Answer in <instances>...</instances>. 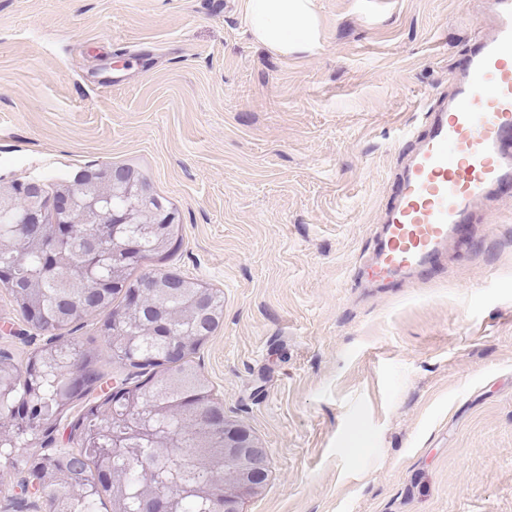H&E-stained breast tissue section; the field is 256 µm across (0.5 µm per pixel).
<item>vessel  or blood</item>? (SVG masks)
Masks as SVG:
<instances>
[{
    "label": "vessel or blood",
    "mask_w": 512,
    "mask_h": 512,
    "mask_svg": "<svg viewBox=\"0 0 512 512\" xmlns=\"http://www.w3.org/2000/svg\"><path fill=\"white\" fill-rule=\"evenodd\" d=\"M493 37L480 40L462 77L397 180L389 220L367 275L391 282L433 266L473 206L512 181V0H493Z\"/></svg>",
    "instance_id": "obj_1"
}]
</instances>
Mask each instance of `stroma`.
Segmentation results:
<instances>
[{"instance_id": "35a3bbf8", "label": "stroma", "mask_w": 512, "mask_h": 512, "mask_svg": "<svg viewBox=\"0 0 512 512\" xmlns=\"http://www.w3.org/2000/svg\"><path fill=\"white\" fill-rule=\"evenodd\" d=\"M315 5L319 47L284 56L245 0H0V184L130 165L177 210L181 248L140 270L224 294L195 362L269 450L242 512H512V185L432 269L364 274L490 0ZM31 334L0 288V350Z\"/></svg>"}]
</instances>
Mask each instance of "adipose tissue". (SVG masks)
<instances>
[{"instance_id":"1","label":"adipose tissue","mask_w":512,"mask_h":512,"mask_svg":"<svg viewBox=\"0 0 512 512\" xmlns=\"http://www.w3.org/2000/svg\"><path fill=\"white\" fill-rule=\"evenodd\" d=\"M255 41L277 53L309 51L320 44L315 0H245Z\"/></svg>"}]
</instances>
